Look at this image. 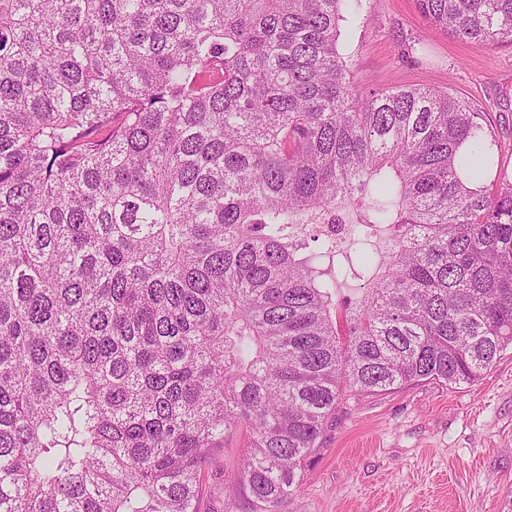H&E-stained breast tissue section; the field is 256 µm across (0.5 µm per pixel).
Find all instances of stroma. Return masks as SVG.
Instances as JSON below:
<instances>
[{"label":"stroma","mask_w":512,"mask_h":512,"mask_svg":"<svg viewBox=\"0 0 512 512\" xmlns=\"http://www.w3.org/2000/svg\"><path fill=\"white\" fill-rule=\"evenodd\" d=\"M340 40L358 91H448L478 112L492 162L512 179V46L465 43L430 28L416 0H364ZM226 439L202 470L200 512H224V480L245 455ZM512 493V349L471 384L424 380L339 402L281 512H501Z\"/></svg>","instance_id":"stroma-1"}]
</instances>
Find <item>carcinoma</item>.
Returning <instances> with one entry per match:
<instances>
[{"label": "carcinoma", "mask_w": 512, "mask_h": 512, "mask_svg": "<svg viewBox=\"0 0 512 512\" xmlns=\"http://www.w3.org/2000/svg\"><path fill=\"white\" fill-rule=\"evenodd\" d=\"M362 0H0V512H280L345 392L512 347V181L430 87L358 93ZM512 45V0H417ZM387 225L380 251L336 262ZM354 305L336 303L347 279ZM243 434L226 439L224 448L215 451L202 469L200 479V512H224V479L236 471L243 461L245 450Z\"/></svg>", "instance_id": "1"}]
</instances>
